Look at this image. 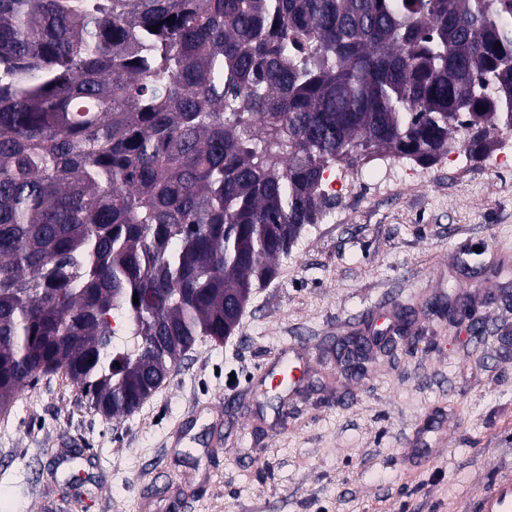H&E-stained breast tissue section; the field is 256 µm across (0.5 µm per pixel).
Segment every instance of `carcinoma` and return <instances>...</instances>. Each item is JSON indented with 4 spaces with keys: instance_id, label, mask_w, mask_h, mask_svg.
Masks as SVG:
<instances>
[{
    "instance_id": "cac0c4a2",
    "label": "carcinoma",
    "mask_w": 512,
    "mask_h": 512,
    "mask_svg": "<svg viewBox=\"0 0 512 512\" xmlns=\"http://www.w3.org/2000/svg\"><path fill=\"white\" fill-rule=\"evenodd\" d=\"M495 130L512 0H0V409L62 373L132 413L336 207L327 171Z\"/></svg>"
}]
</instances>
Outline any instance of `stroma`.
I'll list each match as a JSON object with an SVG mask.
<instances>
[{"label": "stroma", "mask_w": 512, "mask_h": 512, "mask_svg": "<svg viewBox=\"0 0 512 512\" xmlns=\"http://www.w3.org/2000/svg\"><path fill=\"white\" fill-rule=\"evenodd\" d=\"M135 412L65 375L0 412V512H471L512 474V166L375 160ZM405 327L344 374L336 339ZM298 370L260 406L264 370Z\"/></svg>", "instance_id": "35a3bbf8"}]
</instances>
